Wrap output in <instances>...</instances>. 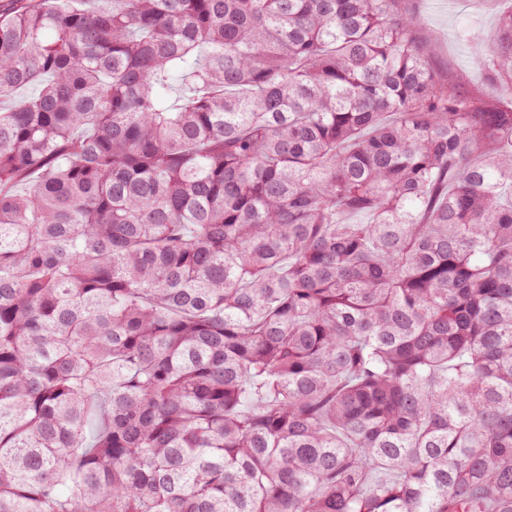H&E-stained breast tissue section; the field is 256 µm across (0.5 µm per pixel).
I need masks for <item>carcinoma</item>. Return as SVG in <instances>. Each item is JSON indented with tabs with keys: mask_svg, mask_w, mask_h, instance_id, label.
<instances>
[{
	"mask_svg": "<svg viewBox=\"0 0 512 512\" xmlns=\"http://www.w3.org/2000/svg\"><path fill=\"white\" fill-rule=\"evenodd\" d=\"M399 3L0 5V512H512V97Z\"/></svg>",
	"mask_w": 512,
	"mask_h": 512,
	"instance_id": "obj_1",
	"label": "carcinoma"
}]
</instances>
